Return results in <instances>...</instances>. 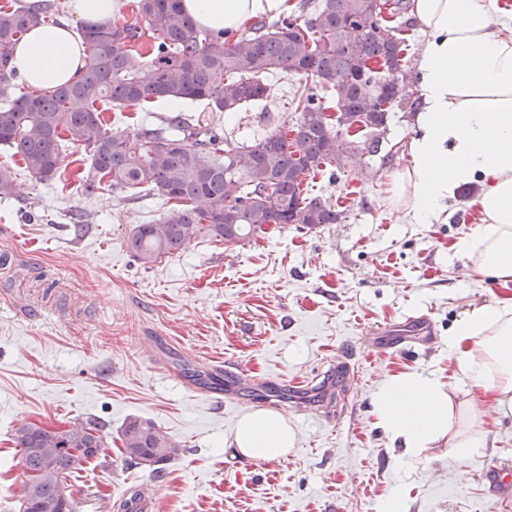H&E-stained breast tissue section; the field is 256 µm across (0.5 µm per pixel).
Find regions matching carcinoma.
<instances>
[{
  "mask_svg": "<svg viewBox=\"0 0 512 512\" xmlns=\"http://www.w3.org/2000/svg\"><path fill=\"white\" fill-rule=\"evenodd\" d=\"M130 7L133 23L109 17L82 26L86 64L75 81L20 95L10 50L30 29L49 24V15L22 4L0 8V145L40 182L61 175L65 143L84 145L91 157L84 193L106 185L133 197L150 189L174 203L127 238L146 267L200 236L241 242L266 224L342 223L344 211L308 195V177L328 172L333 179L344 168L352 127L369 131L363 149L377 153L392 112L420 105L407 34L393 25L407 0H305L300 13L258 23L245 36L197 27L179 0H132ZM277 73L309 81L296 98L298 115L249 143L181 115L164 127L114 132L98 110L100 103L120 111L177 100L237 112L262 100ZM329 95L338 101L335 120L325 106ZM13 439L28 475L22 512H74L67 477L109 450L94 417L64 430L25 423ZM121 441L125 455L154 474L181 452L180 442L139 417L127 419Z\"/></svg>",
  "mask_w": 512,
  "mask_h": 512,
  "instance_id": "1",
  "label": "carcinoma"
}]
</instances>
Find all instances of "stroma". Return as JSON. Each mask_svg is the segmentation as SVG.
<instances>
[{"label": "stroma", "instance_id": "obj_1", "mask_svg": "<svg viewBox=\"0 0 512 512\" xmlns=\"http://www.w3.org/2000/svg\"><path fill=\"white\" fill-rule=\"evenodd\" d=\"M247 109L179 110L251 140L292 118L304 80L279 74ZM416 128L395 112L383 155L348 158L313 195L346 219L308 230L263 226L224 243L201 237L151 268L127 247L133 227L169 208L153 191L85 195L90 153L66 145L60 178L35 180L0 146L16 175L0 200V512H20L26 475L15 428H58L99 418L112 441L67 479L75 512H140L125 492L142 490L152 512H381L401 495L407 512H512V491L490 492L483 474L512 466V412L482 402L493 447L464 461L442 437L408 456L378 426L373 397L388 377L436 375L454 403L470 399L448 357V331L504 290L454 256L479 223L475 197L459 194L439 224H405L385 201L389 173L409 161ZM86 222L76 228L74 211ZM408 338L399 350L395 341ZM351 354V380L336 385L333 361ZM251 375L233 380L232 371ZM314 382L307 405L290 389ZM276 404L296 446L283 458L250 460L235 444L238 420ZM152 421L184 452L161 475L125 462V421Z\"/></svg>", "mask_w": 512, "mask_h": 512}]
</instances>
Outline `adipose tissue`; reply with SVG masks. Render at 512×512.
Returning <instances> with one entry per match:
<instances>
[{"mask_svg": "<svg viewBox=\"0 0 512 512\" xmlns=\"http://www.w3.org/2000/svg\"><path fill=\"white\" fill-rule=\"evenodd\" d=\"M119 0H68V15L52 27L31 29L13 48L20 80L52 86L74 80L85 65L73 20L95 22ZM202 27L239 31L257 18L288 11L290 0H181ZM411 11L428 38L417 59L422 106L409 145V162L390 175L386 201L410 224L442 220L459 189L481 188V222L453 251L480 277L512 284V12L496 0H412ZM471 402L453 407L438 378L408 373L387 380L374 413L392 441L415 453L440 436L464 455L487 447L474 398L490 397L512 410V298L474 307L448 335ZM250 459L285 456L296 443L287 422L262 410L245 415L235 433Z\"/></svg>", "mask_w": 512, "mask_h": 512, "instance_id": "adipose-tissue-1", "label": "adipose tissue"}]
</instances>
